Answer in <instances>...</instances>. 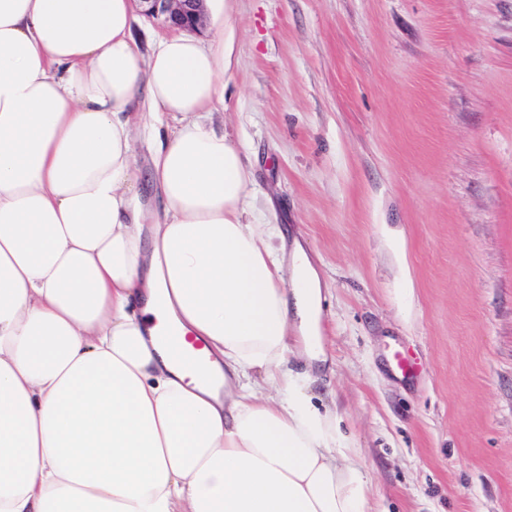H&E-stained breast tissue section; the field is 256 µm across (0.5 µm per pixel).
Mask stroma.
Segmentation results:
<instances>
[{
    "mask_svg": "<svg viewBox=\"0 0 512 512\" xmlns=\"http://www.w3.org/2000/svg\"><path fill=\"white\" fill-rule=\"evenodd\" d=\"M263 223L326 284L307 387L372 512H512V0H231ZM413 355L417 374L393 363Z\"/></svg>",
    "mask_w": 512,
    "mask_h": 512,
    "instance_id": "obj_1",
    "label": "stroma"
}]
</instances>
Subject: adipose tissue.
<instances>
[{"label":"adipose tissue","instance_id":"adipose-tissue-1","mask_svg":"<svg viewBox=\"0 0 512 512\" xmlns=\"http://www.w3.org/2000/svg\"><path fill=\"white\" fill-rule=\"evenodd\" d=\"M131 23V0H0V512H372L286 365L326 358L318 271L198 118L234 27L145 56ZM193 340L206 371L175 360ZM137 161L141 176L138 184L140 195L147 205L154 206L157 190L147 179V174L151 168V146L146 136L137 142Z\"/></svg>","mask_w":512,"mask_h":512}]
</instances>
